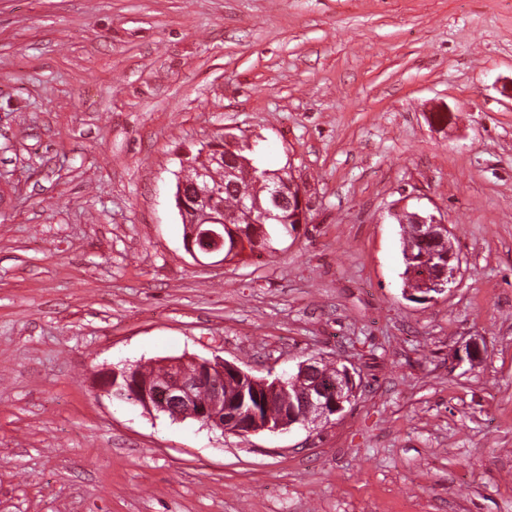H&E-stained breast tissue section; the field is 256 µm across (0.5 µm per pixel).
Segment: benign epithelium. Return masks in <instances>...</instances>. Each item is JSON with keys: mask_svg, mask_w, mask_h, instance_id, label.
Wrapping results in <instances>:
<instances>
[{"mask_svg": "<svg viewBox=\"0 0 512 512\" xmlns=\"http://www.w3.org/2000/svg\"><path fill=\"white\" fill-rule=\"evenodd\" d=\"M237 139L220 137V145L203 143L200 155L223 166V179L210 182V171L197 169V177L188 183L180 176L175 201L184 223V248L194 260L224 255V234L232 239V252L247 245L244 224H265L287 210L291 221L309 223V204L299 184L288 182L289 192L279 187L281 173L269 172L265 201L242 199L233 210L217 208L214 200L226 187L248 181L255 175L252 162L238 154ZM396 216L402 223L415 225L416 238L407 249L406 280L418 287L404 289L407 297L428 302L444 293L455 282L460 259L449 237L444 215L427 210L404 209ZM158 379L144 377L138 366L112 368L103 376L106 392L125 398L148 412L168 415L174 420L192 419L202 426L239 437L260 431L289 430L295 425L330 421L344 410L357 385L344 365L332 371L321 360L311 358L298 365L288 380L275 377L258 379L233 363L218 358L173 357L158 361ZM251 393L258 402H276L278 411L261 414L253 409L245 414L237 409L239 400Z\"/></svg>", "mask_w": 512, "mask_h": 512, "instance_id": "benign-epithelium-1", "label": "benign epithelium"}]
</instances>
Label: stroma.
<instances>
[{
  "label": "stroma",
  "mask_w": 512,
  "mask_h": 512,
  "mask_svg": "<svg viewBox=\"0 0 512 512\" xmlns=\"http://www.w3.org/2000/svg\"><path fill=\"white\" fill-rule=\"evenodd\" d=\"M225 134L310 221L199 263L178 155ZM181 356L357 390L242 438L100 386ZM0 512H512V0H0ZM438 213L439 216L428 210L407 209L395 213L396 217L401 218L402 224H409L402 251L408 268L405 275L408 288H404V292L415 301L428 302L434 300V295L444 293L448 290V285L455 282L459 270L460 259L449 237L447 221L444 215L439 211ZM413 224H417L416 238ZM408 245L410 247L406 252ZM409 280L417 283L419 287H410Z\"/></svg>",
  "instance_id": "35a3bbf8"
}]
</instances>
